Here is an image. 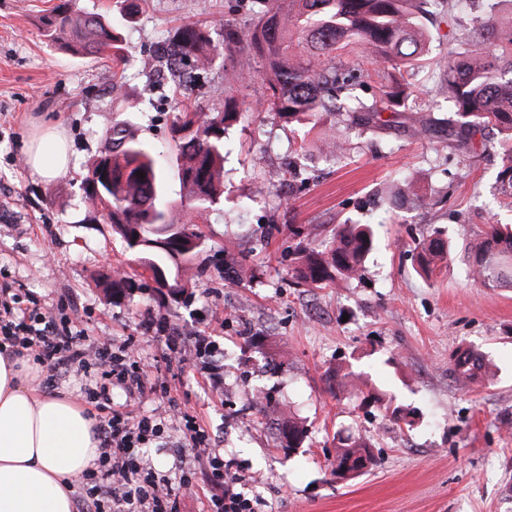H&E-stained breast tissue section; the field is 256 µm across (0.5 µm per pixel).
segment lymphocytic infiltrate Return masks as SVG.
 <instances>
[{
  "label": "lymphocytic infiltrate",
  "instance_id": "obj_1",
  "mask_svg": "<svg viewBox=\"0 0 512 512\" xmlns=\"http://www.w3.org/2000/svg\"><path fill=\"white\" fill-rule=\"evenodd\" d=\"M159 330L171 351L169 366L183 368L190 353H204L214 358L212 373H220L217 346L209 337L187 334L184 328L167 322L160 324ZM0 336L18 350L37 349L39 365L54 375L78 376L88 368L83 331L58 323L40 308L26 306L22 296L5 289L0 290ZM99 356L111 358L112 379L129 396L146 394L147 379L129 346H122L119 354L111 356L103 350ZM98 397L93 431L100 450L99 465L87 468L80 476L88 487L76 497V512H179L180 491L191 485L193 468L186 465L183 456H176L172 467L180 477L174 480L139 453L174 426L181 432L182 447L193 449L195 460L207 461L211 468L214 512H251L249 499L235 491L224 471L223 457L196 420L179 416L173 407L149 416H133L112 409L106 391H99Z\"/></svg>",
  "mask_w": 512,
  "mask_h": 512
}]
</instances>
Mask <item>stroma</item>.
<instances>
[{"label": "stroma", "mask_w": 512, "mask_h": 512, "mask_svg": "<svg viewBox=\"0 0 512 512\" xmlns=\"http://www.w3.org/2000/svg\"><path fill=\"white\" fill-rule=\"evenodd\" d=\"M59 0H0V287L41 309L79 310L85 346L118 350L135 341L155 391L133 401L112 388L113 407L137 414L175 403L201 421L224 454V470L252 512H512V288L481 287L462 258L419 271L418 242L442 236L473 245L485 224L512 222L485 149L468 154L400 130L351 134L345 155L325 159L324 132L248 112L226 139L224 204L207 214L199 270L179 299L151 279L111 295L106 278L128 267L111 224L90 222L80 185L105 153L108 127L127 126L167 170L175 168L170 125L176 100L201 112L264 100L262 79L239 88L236 54L173 96L163 40L179 25L228 24L244 31L256 0H74L117 24L129 61L49 43L41 20ZM429 62L412 76L435 92L448 53V26L429 25ZM64 130L70 165L48 182L28 171L23 144L42 126ZM307 142L300 177L291 152ZM430 206L388 213L378 203L406 181ZM377 226L359 275L326 288L296 286L303 246L292 227L331 238L345 219ZM167 321L211 336L224 350V389L210 385L207 358L169 369L157 333ZM472 348L488 360L476 380L455 376L449 358ZM367 373L407 415L361 409L336 386L337 372ZM305 418L304 448L285 455L275 439L288 415ZM371 435L376 465L336 480L337 432Z\"/></svg>", "instance_id": "obj_1"}]
</instances>
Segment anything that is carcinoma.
Returning a JSON list of instances; mask_svg holds the SVG:
<instances>
[{
    "label": "carcinoma",
    "mask_w": 512,
    "mask_h": 512,
    "mask_svg": "<svg viewBox=\"0 0 512 512\" xmlns=\"http://www.w3.org/2000/svg\"><path fill=\"white\" fill-rule=\"evenodd\" d=\"M259 10L246 32L229 30L214 42L211 28L187 24L168 38L167 56L176 78L174 93L184 82L179 65L191 60L205 69L213 55L224 49L238 52L245 65L240 76H260L270 94L259 111L271 112L290 124L311 129L330 122L328 140L343 144L349 131H372L389 125L381 114L395 107L408 112L414 134L441 133L450 141L470 146L477 134L497 133L500 191L512 201V0H493L491 10L467 24L453 22L448 56L442 60L447 81L448 116L434 119L422 114L421 93L413 90L406 74L426 64L429 37L420 23L422 7L435 10L453 0H258ZM47 35L65 42L72 51L98 53L121 65L127 63L122 40L99 16H80L72 5L54 7L42 20ZM413 47L406 53L403 45ZM358 47L372 60L385 80L380 94L362 99L353 94L359 85L358 69L336 60V50ZM260 56L263 67L254 71ZM239 113L229 105L214 112L178 110L172 124L178 143L179 198L165 197L162 171L150 148L114 125L106 131L112 153H103L87 165L97 171L112 160V183L83 186V198L98 216L109 217L112 231L137 256L133 275L111 282L112 293L134 287L158 267L171 269L166 288L174 297L184 293L185 276L203 249L198 227L203 213L220 207L224 196V137ZM368 224H343L335 235L299 254L295 277L311 288H325L359 274L374 246ZM423 253L453 256L455 247L440 238L422 244ZM475 278L486 288L512 285V225L488 224L483 240L469 253ZM453 370L462 378L475 376L484 365L481 355L456 353ZM360 405L379 406L399 421V407L374 391H359ZM308 429L288 421L278 436V447L293 453L305 442ZM336 459L352 461L362 472L375 465L371 439L361 434L339 438Z\"/></svg>",
    "instance_id": "carcinoma-1"
}]
</instances>
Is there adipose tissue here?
Instances as JSON below:
<instances>
[{"label":"adipose tissue","instance_id":"adipose-tissue-1","mask_svg":"<svg viewBox=\"0 0 512 512\" xmlns=\"http://www.w3.org/2000/svg\"><path fill=\"white\" fill-rule=\"evenodd\" d=\"M35 179L68 168L63 137L52 128L25 145ZM40 367L0 352V512H75L77 476L99 455L93 421L70 393L38 387Z\"/></svg>","mask_w":512,"mask_h":512}]
</instances>
